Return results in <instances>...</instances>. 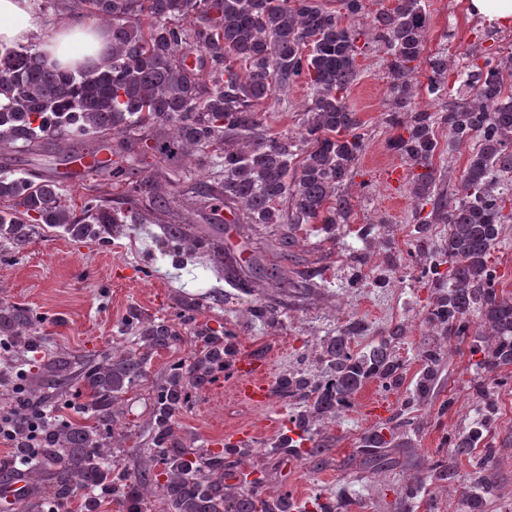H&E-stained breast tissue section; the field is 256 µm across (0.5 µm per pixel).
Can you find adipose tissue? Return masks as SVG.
I'll return each instance as SVG.
<instances>
[{
  "instance_id": "obj_1",
  "label": "adipose tissue",
  "mask_w": 512,
  "mask_h": 512,
  "mask_svg": "<svg viewBox=\"0 0 512 512\" xmlns=\"http://www.w3.org/2000/svg\"><path fill=\"white\" fill-rule=\"evenodd\" d=\"M0 41L37 43L48 65L74 60L82 65H103L101 47L90 35L73 30L70 23L41 24L34 0H0Z\"/></svg>"
}]
</instances>
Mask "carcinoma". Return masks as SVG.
Segmentation results:
<instances>
[{
    "label": "carcinoma",
    "mask_w": 512,
    "mask_h": 512,
    "mask_svg": "<svg viewBox=\"0 0 512 512\" xmlns=\"http://www.w3.org/2000/svg\"><path fill=\"white\" fill-rule=\"evenodd\" d=\"M72 19L84 13L108 28L107 65L76 73L49 68L35 46L0 43V149L17 143L36 145L48 139L97 143L125 158V164L98 167V183L88 187L81 211L66 202L61 183L52 176H0V238L21 247L29 240L31 224L62 228L76 238H96L113 223L111 208L103 205L100 187L123 188L130 219L141 224L139 197H151L156 214L168 211L173 193L144 174L146 168L179 171L184 163L211 172L220 180L200 183L192 190L213 209L222 207L233 223L256 224L289 231L266 244L276 262L265 269L278 288H292L283 276V262L298 244L295 232L304 224L333 230L348 222L354 166L365 148L362 123L348 105V92L358 77L356 59L362 48L376 45L387 54L390 107L385 123L394 132L388 141L410 172V192L417 206L431 205L430 216L417 218L418 241L427 245L429 225L446 224L448 232L435 249L427 251L425 275L450 265L448 285H438L425 317L433 336L465 339L473 318L479 319L472 353L482 354L476 366L488 374L512 366V296L496 288V270L490 255L500 242L504 224V191L512 192L499 176L512 172V96L505 94L503 75H512V52L487 56L478 42L471 44L466 78L459 99L439 112L417 111L413 73L426 60L428 93L437 100L448 90V55L423 58L429 17L421 0H397L379 13L369 31L346 25L319 0H71ZM186 24L181 25L176 19ZM198 54L197 65L187 63L184 49ZM484 60L478 64V60ZM310 90L300 129L271 133L258 106L298 81ZM155 129L153 145L140 148L131 135L138 125ZM448 130V150L469 149L460 176L461 193L438 189L433 159L440 149L436 132ZM289 202L283 211V202ZM165 236L203 253L211 247L203 237H186L181 224L164 226ZM224 276L245 290L249 283L237 267L215 253ZM35 315L20 305L0 304V337L32 347L37 336L21 337ZM127 324L146 349L163 348L181 339L174 324L144 321L132 312ZM359 324L352 323L323 345L325 370L319 379L291 374L282 389L297 397L305 409L295 426L312 438L319 423L340 418L342 402L370 379L397 386L402 363L384 343L364 351L352 348ZM200 356L186 374L182 362L169 366L166 381L154 391L151 421L152 465L134 475H113L103 428L112 423L120 397L145 372L146 357L111 349L80 365L51 357L36 374L46 392L61 393L76 380L86 393L82 420L50 421L39 417L31 404L26 375L13 374L12 438L18 463L35 481L52 475L44 490L48 502L68 500L93 488L86 512L112 502L114 492L129 504L128 512L155 499L164 512H290L289 497L269 501L260 496L261 482L251 481L240 491L224 492V468L236 463L248 449L229 443L218 452L195 457L176 434V417L194 392L228 369L229 348L224 337L206 326L194 332ZM441 348L432 346L418 357L424 369L416 380L407 406L422 407L434 386ZM479 418L451 433L448 458L430 464L406 481L397 494L414 501L431 485L448 482L459 494V512H487L499 498V475L494 449L462 474L459 460L483 442L497 419L498 409L484 385ZM389 441L375 430L363 439V453L374 465L392 462L385 449Z\"/></svg>",
    "instance_id": "cac0c4a2"
}]
</instances>
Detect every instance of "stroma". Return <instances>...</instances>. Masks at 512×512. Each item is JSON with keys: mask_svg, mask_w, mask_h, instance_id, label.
Listing matches in <instances>:
<instances>
[{"mask_svg": "<svg viewBox=\"0 0 512 512\" xmlns=\"http://www.w3.org/2000/svg\"><path fill=\"white\" fill-rule=\"evenodd\" d=\"M430 16L425 43L426 55L448 52L462 60L474 40H481L491 54L512 50V29H502L469 17L462 0H423ZM358 77L349 93V104L363 123L366 149L355 164L354 182L349 188L351 216L348 223L330 233L321 225L309 224L298 230L300 245L295 261L286 263L284 273L295 288L280 294L264 275L266 261L258 252L271 229L227 228V210H214L195 203L186 194L181 177L155 173V180L167 183L175 195L172 217L189 214L191 232L209 235L231 257H252V267L243 277L251 284L243 293L220 280L210 265L200 273L188 271L181 247L161 237L152 223L133 224L125 210H118L112 232L98 241L74 240L63 230L42 224L31 227L28 242L14 248L0 240V301L19 303L32 309L37 323L28 335L38 337L37 347L23 350L19 360L26 373L36 372L48 354L83 360L108 351L114 342L139 349L140 343L126 324L129 310L145 320L176 321L181 300L194 302V322L181 326L185 342L150 351L145 377L130 386L115 407L112 423V466L125 473L139 472L147 463L146 448L152 445L150 399L170 363L183 360L192 368L196 347L188 342L197 324L223 328L240 360L257 359L267 366L271 388L266 406H255L233 391L230 375H219L198 391L178 420L176 433L186 447L204 451L208 441L224 431L250 426L267 415H278L277 428L247 439L249 452L238 467L261 474L263 497L282 495L291 499L313 497L349 498V512H457V496L447 487L435 496L420 494L406 503L396 489L405 478L448 455V436L477 415L473 379L480 376L470 340L432 338L424 319L434 298L429 278L420 267L425 255L417 247L415 208L408 182L387 183L384 165L395 162L388 148L391 132L383 117L390 103L386 55L368 48L358 56ZM308 100L305 85L294 86L286 101H268L266 120L274 131H294ZM63 154L57 143L39 147L17 146L0 152V173L13 175L48 174L64 170ZM378 225L387 243L365 249L358 235L360 227ZM366 252L357 287H348L351 257ZM276 310L271 322L250 320L248 311L256 304ZM361 322L357 342L365 351L387 340L406 365L397 390L384 391L378 381H367L351 399L342 418L320 430L315 439L298 431L293 417L299 399L288 397L279 381L288 373L322 375L325 364L321 347L348 320ZM439 342L445 350L436 387L425 411L414 413L405 435L393 443L391 453L399 464L373 475L363 464L364 435L381 424L369 411L373 401L385 403L398 413L411 395L421 364V347ZM499 417L492 431L495 464L501 493L512 502V379L496 387ZM319 442L322 458H309L311 442Z\"/></svg>", "mask_w": 512, "mask_h": 512, "instance_id": "obj_1", "label": "stroma"}]
</instances>
